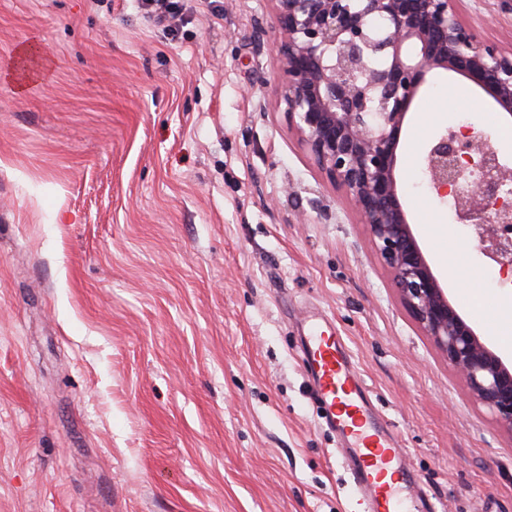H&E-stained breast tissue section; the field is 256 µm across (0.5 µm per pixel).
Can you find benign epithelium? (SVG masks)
I'll use <instances>...</instances> for the list:
<instances>
[{"label":"benign epithelium","instance_id":"7a95c632","mask_svg":"<svg viewBox=\"0 0 512 512\" xmlns=\"http://www.w3.org/2000/svg\"><path fill=\"white\" fill-rule=\"evenodd\" d=\"M281 94L291 127L318 170L344 190L404 307L465 380L474 402L512 433V370L448 300L413 235L397 178L406 115L428 74L478 87L512 116V45L484 39L455 0H273ZM436 194L460 220L484 224L483 250L512 267V168L470 126L426 151Z\"/></svg>","mask_w":512,"mask_h":512}]
</instances>
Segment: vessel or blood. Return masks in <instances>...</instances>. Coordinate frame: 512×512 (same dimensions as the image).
<instances>
[{
  "instance_id": "obj_1",
  "label": "vessel or blood",
  "mask_w": 512,
  "mask_h": 512,
  "mask_svg": "<svg viewBox=\"0 0 512 512\" xmlns=\"http://www.w3.org/2000/svg\"><path fill=\"white\" fill-rule=\"evenodd\" d=\"M303 361L336 435L338 451L364 504L363 512H405L417 479L402 456L396 435L375 413L346 342L325 318L312 323Z\"/></svg>"
}]
</instances>
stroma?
<instances>
[{"instance_id":"stroma-1","label":"stroma","mask_w":512,"mask_h":512,"mask_svg":"<svg viewBox=\"0 0 512 512\" xmlns=\"http://www.w3.org/2000/svg\"><path fill=\"white\" fill-rule=\"evenodd\" d=\"M272 8L177 0L172 31L145 0H0V512H357L302 361L320 315L428 498L512 512V433L288 125ZM457 8L512 43L500 0ZM489 109L433 73L398 159L422 253L487 344L503 272L423 155L466 123L511 167L512 118Z\"/></svg>"}]
</instances>
